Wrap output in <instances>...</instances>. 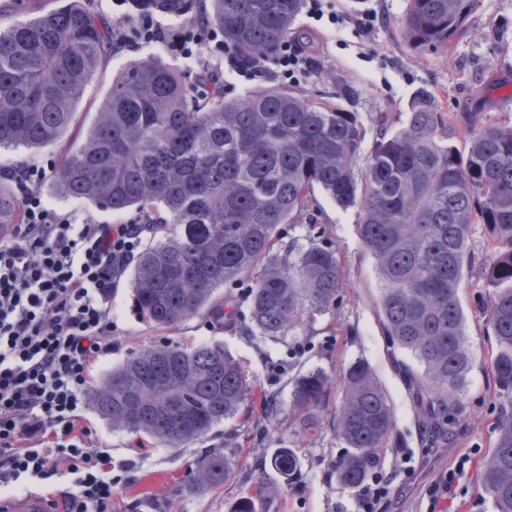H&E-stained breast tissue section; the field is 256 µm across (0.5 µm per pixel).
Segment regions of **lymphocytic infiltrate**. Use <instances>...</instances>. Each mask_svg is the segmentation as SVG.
Here are the masks:
<instances>
[{"instance_id": "1", "label": "lymphocytic infiltrate", "mask_w": 512, "mask_h": 512, "mask_svg": "<svg viewBox=\"0 0 512 512\" xmlns=\"http://www.w3.org/2000/svg\"><path fill=\"white\" fill-rule=\"evenodd\" d=\"M145 42L170 40L194 63L211 36L199 19L164 31L142 20ZM312 66L295 43L275 61L235 65L249 82L295 79ZM52 170L21 163L1 177L21 203L18 224L0 234V485L53 476L63 457L73 477L64 512H112V455L85 417L90 370L112 344V288L138 252L142 224H98L64 211L37 187Z\"/></svg>"}]
</instances>
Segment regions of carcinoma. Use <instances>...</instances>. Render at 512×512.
Returning <instances> with one entry per match:
<instances>
[{"mask_svg": "<svg viewBox=\"0 0 512 512\" xmlns=\"http://www.w3.org/2000/svg\"><path fill=\"white\" fill-rule=\"evenodd\" d=\"M200 0H131L137 15L187 18ZM479 0H408L401 32L418 53L445 49ZM302 0H211L210 24L236 61L274 59L294 34ZM116 38L107 18L73 0L69 6L0 29V148H54L78 122L76 104ZM311 101L269 85L224 101L153 59L112 78L108 97L76 148L57 153L54 182L64 197L117 213L163 215L130 271L132 306L156 328L195 315L221 317L215 292L250 288L249 330L264 339L294 336L330 307L341 288L336 252L318 244L277 248L282 224H301L319 189L358 209V230L380 280L377 317L406 389L422 410L430 448L448 436L458 396L474 360L460 298L478 270L494 289L484 307L501 391L512 394V122L470 116L467 152L448 143L446 113L420 91L394 127L376 132L366 167L356 163L366 131L359 113L339 101ZM21 205L0 183V226L17 223ZM474 224L485 226L490 260L469 249ZM256 380L222 343L141 350L96 390L98 414L115 429L166 448L197 440L251 407ZM326 377L319 370L291 380L289 418L318 423ZM336 430L348 451L336 466L344 488L359 487L394 441V413L369 365L344 371ZM479 485L494 512H512V413L495 422ZM271 466L299 474L295 449L280 448ZM229 462L208 456L197 485L224 483Z\"/></svg>", "mask_w": 512, "mask_h": 512, "instance_id": "obj_1", "label": "carcinoma"}]
</instances>
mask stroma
<instances>
[{"label":"stroma","instance_id":"obj_1","mask_svg":"<svg viewBox=\"0 0 512 512\" xmlns=\"http://www.w3.org/2000/svg\"><path fill=\"white\" fill-rule=\"evenodd\" d=\"M406 5L407 0H373L384 23L366 34L347 24L335 34L299 13L293 27L311 35L307 52L314 66L297 82L280 78L276 84L311 100L333 95L340 86L349 88L353 96L344 106L360 113L370 139L382 120H398L418 89H429L439 110L455 115L449 143L465 150L467 113L480 112L494 122L512 119V100L506 95L512 84V0H480L462 37L446 49L420 56L409 53L401 40ZM154 58L177 66L189 78L198 74L196 67L177 61L166 42L139 41L114 52L108 66L86 84L78 106L80 122L66 133L64 145L80 144L116 72L129 63ZM315 198L319 224L325 230L319 241L337 252L342 289L334 305L315 315L312 325L299 335L278 341L251 335L246 322L250 290L244 283L217 290V297L232 301L238 311L237 323L221 329L200 315L167 329L150 327L134 313L126 280H119L113 289L112 352L94 365V384H101L112 367L145 347L216 340L255 375L258 390L250 418L224 421L183 448L159 447L112 428L94 408H87L94 439L111 448L112 512H230L241 496L255 494L264 483L278 488L277 495L264 501V512H358L354 491L336 481L335 467L346 445L333 419L343 395V372L359 359L370 366L394 411L395 442L385 450L381 469L382 476L391 479L386 512H493L475 480L494 439V422L512 412V397L499 390L489 365L488 325L473 313L484 288L473 278L461 289L463 305L471 312L467 333L474 365L460 399L462 412L447 442L427 448L419 433V407L407 393L399 369L408 355H389L377 322L379 280L358 234L357 210L341 207L320 192ZM316 368L327 378L326 401L317 427L295 437L286 411L289 382L298 372ZM284 446L296 448L299 456V476L292 482L270 466L272 454ZM214 452L229 460L232 474L222 485L197 487V470ZM450 471L456 474L451 496L431 499L427 488Z\"/></svg>","mask_w":512,"mask_h":512}]
</instances>
